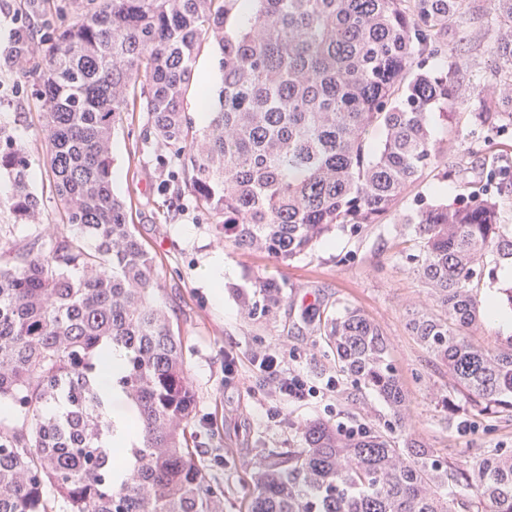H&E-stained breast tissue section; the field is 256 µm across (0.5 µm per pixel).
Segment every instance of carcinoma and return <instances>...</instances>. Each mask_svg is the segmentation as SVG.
Returning a JSON list of instances; mask_svg holds the SVG:
<instances>
[{
    "label": "carcinoma",
    "mask_w": 512,
    "mask_h": 512,
    "mask_svg": "<svg viewBox=\"0 0 512 512\" xmlns=\"http://www.w3.org/2000/svg\"><path fill=\"white\" fill-rule=\"evenodd\" d=\"M238 0H87L45 39L35 69L46 159L69 224L67 236L0 253V512H214L186 434L196 398L182 338L155 303L154 260L112 191V135L139 96L155 137L184 159L185 187L217 218L215 233L243 251L282 262L312 252L337 229L357 231L391 215L422 173L444 158L432 111L457 98L456 62L431 60L448 44L467 0H257L242 28L226 31ZM512 31V0H493ZM216 42L223 72L217 101L198 128L183 111L203 41ZM494 55L508 74L498 92L475 88L491 124H512V39ZM382 132L376 143L372 134ZM25 148L0 128V174L13 185L15 224L40 212ZM413 271L432 307L410 308L409 328L448 369L452 391L475 411H512V335L489 347L470 330L512 289L481 296L489 264L512 263V227L492 195L471 204L420 201ZM250 318L283 302L282 285L236 290ZM339 371L386 403L393 425L407 398L381 326L346 305L322 320ZM124 364L112 375V352ZM134 407L128 447L112 444L102 382ZM392 429L348 435L309 423L304 447L260 458L247 512H512V451L492 448L470 466L448 464Z\"/></svg>",
    "instance_id": "obj_1"
}]
</instances>
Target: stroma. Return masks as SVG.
<instances>
[{
    "instance_id": "obj_1",
    "label": "stroma",
    "mask_w": 512,
    "mask_h": 512,
    "mask_svg": "<svg viewBox=\"0 0 512 512\" xmlns=\"http://www.w3.org/2000/svg\"><path fill=\"white\" fill-rule=\"evenodd\" d=\"M86 0H0V49L10 43L16 22L28 23L42 38L47 22L69 23ZM447 57L458 67L454 80L461 90L449 113H433L432 136L447 143L456 134L446 160L425 171L384 223L353 233L340 231L306 256L280 264L261 252H243L218 238L215 217L201 210L183 188V159L152 134L150 117L140 108L125 113L112 139V186L126 202L128 218L146 249L154 256L159 288L155 302L170 317L182 338L188 376L196 393V409L188 430L196 459L212 484L221 489L223 512H243L252 491L253 464L269 451L300 448L302 428L313 420L333 425H380L388 420L385 403L357 388L336 370V359L319 331L326 313L345 305L360 309L382 327L391 342V360L408 399L411 436L427 442L450 460L473 463L486 448L512 449V414L476 416L467 403L447 414L438 400L451 380L411 336L406 310L429 304L428 289L410 270L405 254L414 232L401 221L416 200L466 203L485 192H498L500 221L512 225V126L494 127L476 119L478 104L470 91L498 83L504 74L491 48L500 36L490 0H468L452 25ZM32 78L0 70V126L24 142L31 154L28 178L40 198L35 223L12 224L0 213V239L22 246L34 237L51 241L56 235L78 237L75 225L62 222L51 187L40 107ZM221 84L218 49L201 46L193 86L184 110L201 122L203 95H216ZM223 282L214 295L206 273ZM274 278L283 286L284 302L273 315L247 318L232 287L251 288L258 279ZM277 347L284 368L304 375L323 388L328 379L336 392L306 403L283 406L271 420L267 385L251 363L254 349ZM237 359V373L224 375V354Z\"/></svg>"
}]
</instances>
